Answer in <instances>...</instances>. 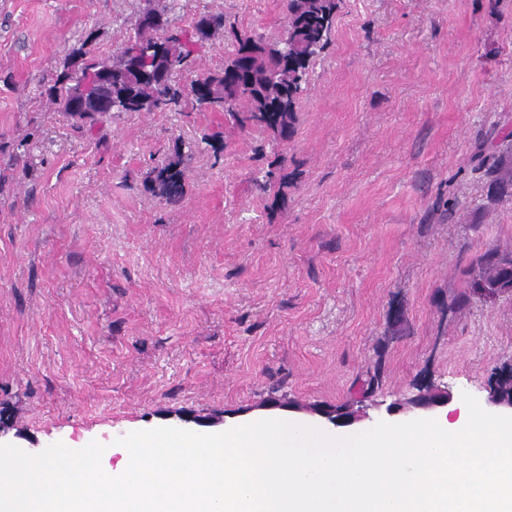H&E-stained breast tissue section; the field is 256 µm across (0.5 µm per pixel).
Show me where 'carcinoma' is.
<instances>
[{
  "label": "carcinoma",
  "mask_w": 512,
  "mask_h": 512,
  "mask_svg": "<svg viewBox=\"0 0 512 512\" xmlns=\"http://www.w3.org/2000/svg\"><path fill=\"white\" fill-rule=\"evenodd\" d=\"M337 7V0H288L285 42L279 38L267 40L261 35H242L230 27L232 51L224 68L186 87L176 76L192 64L212 32L226 28L224 15H201L187 29L172 25L165 13L148 5L146 9L161 18L162 25L150 30L135 22L127 44L139 47L144 55L163 50L170 58L165 74L147 80L141 73L143 64L126 68L79 51L76 56L81 59L80 64L58 75L49 94L58 111L71 118L76 111L72 91L108 69V82L98 88L105 106L77 121L93 125L112 112H133V104L138 100L145 102L147 112H177L189 96L200 110L221 112L224 120L242 129L270 130L279 141H288L294 135L298 106L308 89L313 67L330 44ZM281 170V163L274 161L268 169L256 172L255 188L265 193L275 182H284L286 175ZM485 175L488 201L512 195V146L495 157ZM145 183L161 202L179 205L186 193L181 148H175L164 164L146 173ZM466 275L480 280L484 287L468 286L454 299L459 306L486 295L512 296V249L485 251L472 262Z\"/></svg>",
  "instance_id": "obj_1"
}]
</instances>
